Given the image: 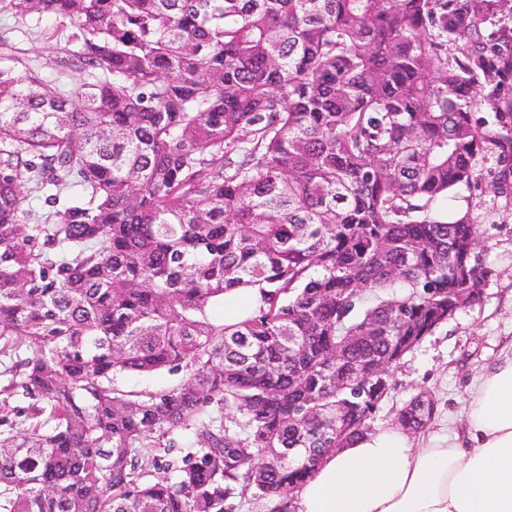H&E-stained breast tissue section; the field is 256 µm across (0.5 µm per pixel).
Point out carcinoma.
I'll return each mask as SVG.
<instances>
[{"label":"carcinoma","instance_id":"cac0c4a2","mask_svg":"<svg viewBox=\"0 0 512 512\" xmlns=\"http://www.w3.org/2000/svg\"><path fill=\"white\" fill-rule=\"evenodd\" d=\"M0 10L68 20L87 75L0 69V512H293L368 431L375 366L491 275L434 204L493 148L512 193V0ZM246 288L262 304L224 323ZM434 414L421 392L397 421Z\"/></svg>","mask_w":512,"mask_h":512}]
</instances>
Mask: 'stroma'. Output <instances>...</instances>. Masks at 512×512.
<instances>
[{"label": "stroma", "instance_id": "1", "mask_svg": "<svg viewBox=\"0 0 512 512\" xmlns=\"http://www.w3.org/2000/svg\"><path fill=\"white\" fill-rule=\"evenodd\" d=\"M67 35L61 19H21L0 11V68H37L74 88L83 81V73L55 69L56 60L69 49ZM474 168L478 182L458 187L448 199L438 201L437 209L469 213L477 226V250L492 274L482 286L480 302L460 310L391 368L390 392L369 419L370 430L395 425L398 410L425 391L432 395L436 412L423 438L460 432L469 388L512 354V195L500 194L495 187L500 175L496 152L478 154Z\"/></svg>", "mask_w": 512, "mask_h": 512}]
</instances>
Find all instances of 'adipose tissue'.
Returning a JSON list of instances; mask_svg holds the SVG:
<instances>
[{
  "mask_svg": "<svg viewBox=\"0 0 512 512\" xmlns=\"http://www.w3.org/2000/svg\"><path fill=\"white\" fill-rule=\"evenodd\" d=\"M465 436L420 443L395 426L324 457L297 512H512V355L470 389Z\"/></svg>",
  "mask_w": 512,
  "mask_h": 512,
  "instance_id": "adipose-tissue-1",
  "label": "adipose tissue"
}]
</instances>
